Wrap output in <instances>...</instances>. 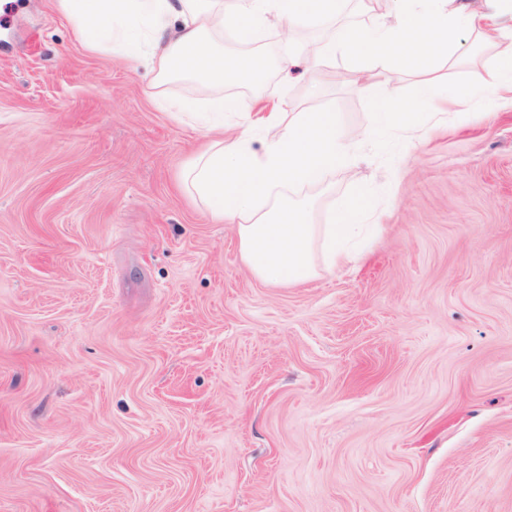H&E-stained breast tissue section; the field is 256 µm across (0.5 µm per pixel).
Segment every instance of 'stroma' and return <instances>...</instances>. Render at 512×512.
Masks as SVG:
<instances>
[{
	"mask_svg": "<svg viewBox=\"0 0 512 512\" xmlns=\"http://www.w3.org/2000/svg\"><path fill=\"white\" fill-rule=\"evenodd\" d=\"M354 63L312 100L351 157L301 195L315 224L373 195L380 228L274 287L179 190L205 139L151 67L0 0V512H512V105L401 72L416 137ZM473 85L471 84L467 71L461 68L454 82V90L448 95V105L458 108H465L471 101Z\"/></svg>",
	"mask_w": 512,
	"mask_h": 512,
	"instance_id": "obj_1",
	"label": "stroma"
}]
</instances>
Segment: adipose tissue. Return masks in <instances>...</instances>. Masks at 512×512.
Listing matches in <instances>:
<instances>
[{
	"instance_id": "ef3b65f1",
	"label": "adipose tissue",
	"mask_w": 512,
	"mask_h": 512,
	"mask_svg": "<svg viewBox=\"0 0 512 512\" xmlns=\"http://www.w3.org/2000/svg\"><path fill=\"white\" fill-rule=\"evenodd\" d=\"M344 0H58L79 41L93 52L145 59L158 84L180 77L207 95L216 133L187 163L182 182L218 223L235 225L242 264L260 281L296 285L314 279L319 265L340 269L356 262L359 244L378 225L376 209L362 195L344 201L326 224L308 223L290 195L323 182L346 164L352 146L332 112H315L291 98L268 106L255 121L224 134V115L236 111L231 84L260 87L270 69L301 70L307 93L325 84L339 53L357 54L350 81L359 89L380 86L378 110L399 116L406 131L425 126L413 104L394 94L396 68L421 76L426 89L437 60L448 58L449 35H465L495 48L480 88L487 99L512 94V0H431L428 10L394 0L392 20L367 29L344 26L321 45L285 48L275 61L260 54L224 60V33L251 42L268 19L282 30L335 19Z\"/></svg>"
}]
</instances>
